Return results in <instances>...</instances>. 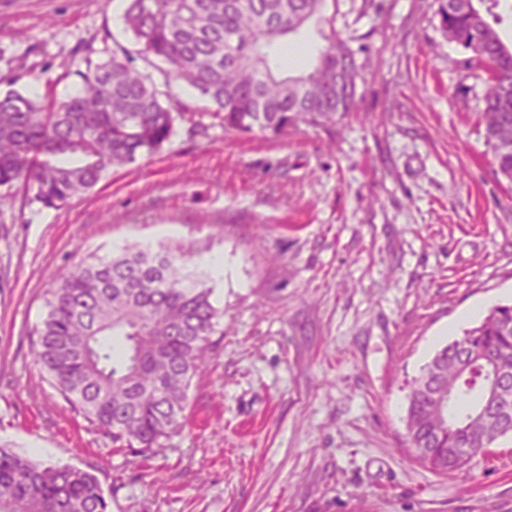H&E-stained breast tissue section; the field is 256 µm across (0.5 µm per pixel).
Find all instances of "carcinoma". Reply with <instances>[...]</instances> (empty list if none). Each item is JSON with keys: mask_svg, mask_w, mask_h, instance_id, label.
Instances as JSON below:
<instances>
[{"mask_svg": "<svg viewBox=\"0 0 512 512\" xmlns=\"http://www.w3.org/2000/svg\"><path fill=\"white\" fill-rule=\"evenodd\" d=\"M122 45L77 72L79 89L54 107L36 95L0 96V185L19 184L45 208L91 190L114 167L162 148L177 107L153 76L177 80L224 113V128L275 135L302 120L335 121L357 100L356 55L336 33V0H125ZM448 42L481 65L482 113L493 172L512 183V47L474 0H438ZM326 47L310 71L282 76L271 55L311 20ZM143 62L139 66L136 61ZM211 276L171 250L125 248L55 279L31 355L54 387L112 442L146 451L183 423L191 382L223 315ZM507 398L497 407L493 386ZM448 398V413L436 407ZM406 442L428 469L456 477L483 442L512 435V306L437 350L407 396ZM0 512H110L97 479L0 448Z\"/></svg>", "mask_w": 512, "mask_h": 512, "instance_id": "cac0c4a2", "label": "carcinoma"}]
</instances>
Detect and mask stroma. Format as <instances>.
I'll list each match as a JSON object with an SVG mask.
<instances>
[{
    "label": "stroma",
    "mask_w": 512,
    "mask_h": 512,
    "mask_svg": "<svg viewBox=\"0 0 512 512\" xmlns=\"http://www.w3.org/2000/svg\"><path fill=\"white\" fill-rule=\"evenodd\" d=\"M114 0H0V95L72 94L124 42ZM369 45L356 109L283 136L228 132L171 83L157 153L59 209L0 186V447L93 474L111 512H512V438L466 478L406 447L407 394L434 352L512 303V183L496 178L485 86L437 0H337ZM322 42L292 35L285 75ZM164 246L209 267L224 316L183 428L121 448L31 355L55 277L89 254Z\"/></svg>",
    "instance_id": "stroma-1"
}]
</instances>
